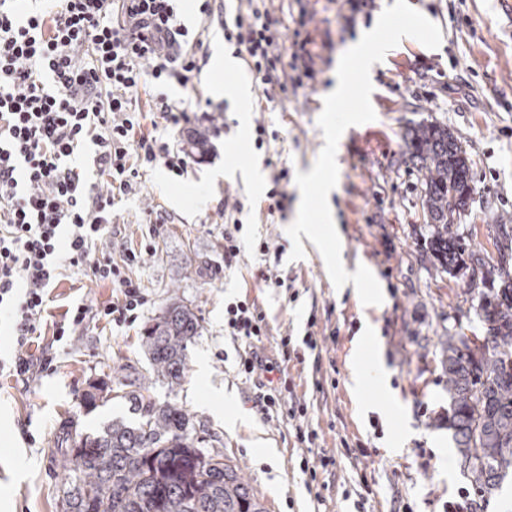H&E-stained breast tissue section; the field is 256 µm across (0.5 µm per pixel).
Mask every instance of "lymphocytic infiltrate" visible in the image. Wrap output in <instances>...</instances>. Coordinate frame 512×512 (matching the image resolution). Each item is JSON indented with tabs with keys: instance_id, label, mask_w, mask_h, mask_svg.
Masks as SVG:
<instances>
[{
	"instance_id": "obj_1",
	"label": "lymphocytic infiltrate",
	"mask_w": 512,
	"mask_h": 512,
	"mask_svg": "<svg viewBox=\"0 0 512 512\" xmlns=\"http://www.w3.org/2000/svg\"><path fill=\"white\" fill-rule=\"evenodd\" d=\"M14 2L0 0V308L10 312L16 352L0 360V371L24 381L38 369L27 348L63 267L118 288L120 303L100 308L101 317L131 323L146 304L127 274L136 254L118 262L97 243L115 197L136 184L139 164L160 163L179 175L189 166L188 152L142 132L133 96L152 82L157 110L180 131L191 117L162 89L187 85L201 59L185 47L177 0H49L22 19ZM247 2V10L225 21L224 40L246 57L266 101L314 88L323 60L312 49L314 14L304 0H295L299 22L290 33L259 0ZM88 143L106 190L86 188L69 164ZM224 329L248 345L239 371L261 379V412L287 418L297 440L314 445L309 405L292 380L274 377V364L260 353L267 334L262 312L246 300L228 306Z\"/></svg>"
}]
</instances>
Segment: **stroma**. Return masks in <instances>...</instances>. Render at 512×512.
<instances>
[{"label": "stroma", "mask_w": 512, "mask_h": 512, "mask_svg": "<svg viewBox=\"0 0 512 512\" xmlns=\"http://www.w3.org/2000/svg\"><path fill=\"white\" fill-rule=\"evenodd\" d=\"M393 0H375L347 31L326 25L321 0H310L318 29H330L322 53L328 63L316 88L263 105L259 80L247 65L216 71L210 59L224 42V15L238 0H211L210 16L194 14L187 28L201 37L205 61L188 86L170 84L169 100L195 109L211 101L223 118L206 127V156L182 175L163 165H142L136 188L120 200L105 230L113 257L134 251L129 268L148 303L132 324L90 316L74 336L53 342L52 334L68 308L84 302L98 308L116 301L110 283H94L69 272L57 283L45 315L42 336L29 352L51 358L49 371L29 383L0 374V512H60L61 455L54 446L62 424L92 433L115 419H134L127 397L131 377L146 373L149 361L141 336L171 297L197 314L202 333L189 348L188 371L178 389L154 383L156 401L184 408L203 447L218 448L238 462L268 512H355L354 500L370 488V512H448V502L465 491L464 476L450 431L433 424L448 407L438 338L448 327L482 334L474 316L459 314L465 279L436 273L421 245L429 234L421 186L404 140L419 122L450 127L469 158L475 191L456 228L481 252L488 266L499 254L495 225H512V0H408L441 30L438 48L403 38L371 68L374 121L349 127L338 151L341 170L328 199L347 268L360 271L376 292L374 302L352 289L335 288L324 260L310 240L305 256L289 252L286 229L298 213L300 191L287 186L283 210H269L265 189L248 174L265 179L287 168L307 172L325 144L317 119L334 83L337 60L350 43L372 28ZM468 17L475 35L456 34ZM247 82L244 100L215 97L213 87ZM264 122L276 131L268 148L257 149L254 129ZM241 210H233L232 202ZM240 222L239 257L224 261V228ZM270 254H261L260 242ZM255 302L269 334L260 348L283 364L298 393L313 402L312 426L321 451L335 455L336 470L327 489L314 494L299 469L298 447L287 419L259 411L254 383L237 373L244 341L224 330V307ZM316 318L320 353L284 361L280 336L302 340L308 318ZM384 376H375L377 365ZM364 372L353 390L352 370ZM328 384L313 389L314 374ZM106 383L111 399L86 409L82 395L90 384ZM365 444L370 457L343 456L344 445Z\"/></svg>", "instance_id": "1"}]
</instances>
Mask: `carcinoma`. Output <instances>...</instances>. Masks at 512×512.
I'll return each mask as SVG.
<instances>
[{
    "instance_id": "cac0c4a2",
    "label": "carcinoma",
    "mask_w": 512,
    "mask_h": 512,
    "mask_svg": "<svg viewBox=\"0 0 512 512\" xmlns=\"http://www.w3.org/2000/svg\"><path fill=\"white\" fill-rule=\"evenodd\" d=\"M421 174L428 219L425 247L436 272L467 279L478 300L484 335L448 331L439 337L448 379V410L434 417L452 431L474 498L471 512L512 478V227L494 229L499 284L478 276L485 261L453 230L474 193L466 152L446 125L420 122L404 135ZM201 335L194 310L172 298L141 339L150 362L129 398L136 422L110 421L96 433L72 430L62 439L63 512H266L243 468L217 449L195 446L189 414L151 395L161 381L175 390L185 380L187 350ZM90 385L85 407L109 401Z\"/></svg>"
}]
</instances>
